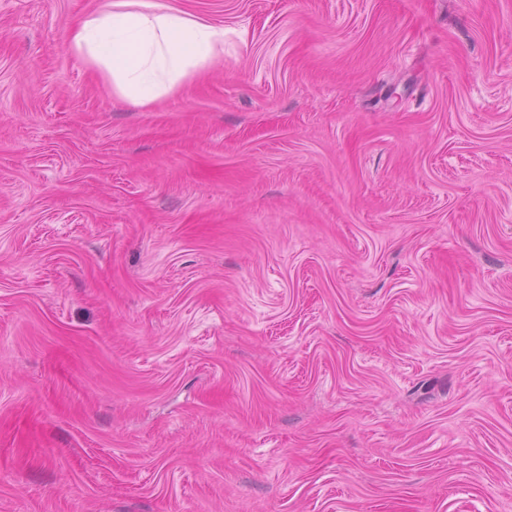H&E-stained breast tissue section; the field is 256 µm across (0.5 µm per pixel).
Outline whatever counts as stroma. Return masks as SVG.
Returning a JSON list of instances; mask_svg holds the SVG:
<instances>
[{
  "label": "stroma",
  "instance_id": "1",
  "mask_svg": "<svg viewBox=\"0 0 512 512\" xmlns=\"http://www.w3.org/2000/svg\"><path fill=\"white\" fill-rule=\"evenodd\" d=\"M157 2L0 0V512H512V0ZM135 10L100 11L68 30V47L102 70L112 91L146 108L224 51V31L201 18L136 0Z\"/></svg>",
  "mask_w": 512,
  "mask_h": 512
}]
</instances>
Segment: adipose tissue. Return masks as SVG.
Listing matches in <instances>:
<instances>
[{
  "mask_svg": "<svg viewBox=\"0 0 512 512\" xmlns=\"http://www.w3.org/2000/svg\"><path fill=\"white\" fill-rule=\"evenodd\" d=\"M68 47L102 70L112 90L146 108L212 64L224 31L196 15L136 0L132 10H104L68 30Z\"/></svg>",
  "mask_w": 512,
  "mask_h": 512,
  "instance_id": "adipose-tissue-1",
  "label": "adipose tissue"
}]
</instances>
